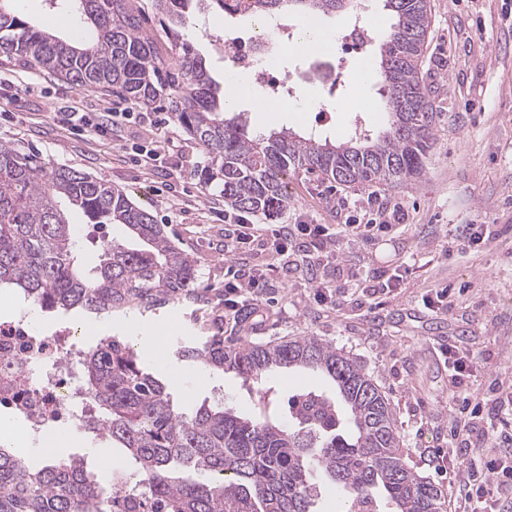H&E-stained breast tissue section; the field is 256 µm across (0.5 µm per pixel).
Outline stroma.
I'll return each mask as SVG.
<instances>
[{"instance_id":"35a3bbf8","label":"stroma","mask_w":512,"mask_h":512,"mask_svg":"<svg viewBox=\"0 0 512 512\" xmlns=\"http://www.w3.org/2000/svg\"><path fill=\"white\" fill-rule=\"evenodd\" d=\"M431 7L424 71L440 117L422 179L358 189L291 176V202L272 217L233 210L218 189L202 185L197 170L205 157L169 112H162L155 124L138 104L76 88L24 61L0 57V141L124 189L199 265L195 295L156 312L110 318L45 313L42 324L88 326L82 343L90 347L104 336L135 343L141 328L177 315L180 329L162 362H151V369L169 382L185 409L223 401L243 414L255 411L267 388L284 411L295 393L328 391L332 385L294 369L245 384L234 373L179 360L180 342L217 334L228 343L322 337L350 352L381 386L408 464L452 497L449 421L462 408L464 393L485 394L483 417L493 420L500 415L498 394L512 388V0H431ZM360 8L377 21L363 52L345 53L339 47L351 15L318 17L332 49L283 53L280 69L304 82L303 92L294 98L291 112H264L254 96L243 97L239 109L247 113L250 130L287 127L342 140L358 124L374 136L385 129L387 110L379 85L360 87L357 69L359 61L376 62L379 35L394 18L382 0H361ZM255 25L252 17L228 18L215 8L194 14L185 34L220 82L232 63L216 53L215 39L251 33ZM361 91L368 106L359 112L350 103ZM72 110L114 112L117 124L110 132L79 130L69 120ZM157 145L168 147V155L144 164L142 152ZM382 204L399 207L404 221L367 239L340 240L349 266L359 271L356 285L338 302L316 303L312 283L325 279L337 286L342 275L330 261L290 265L287 256L275 253L273 231L283 224H364L377 218ZM71 221L90 265L97 263L103 240H130L123 225L93 224L77 210ZM229 223L256 225L254 238L243 246L240 267L267 275L258 297L260 314L239 320L224 306V227ZM456 224L486 225L488 236L477 246L456 249L448 238ZM434 288L451 289V307L424 308L422 298ZM444 345L479 354L478 366L451 381L440 352ZM58 438V456L85 457L96 471L124 463L110 440L76 429L60 431Z\"/></svg>"}]
</instances>
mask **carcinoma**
<instances>
[{
  "label": "carcinoma",
  "mask_w": 512,
  "mask_h": 512,
  "mask_svg": "<svg viewBox=\"0 0 512 512\" xmlns=\"http://www.w3.org/2000/svg\"><path fill=\"white\" fill-rule=\"evenodd\" d=\"M0 0V56L16 57L80 89L145 107L164 103L206 157L204 185L233 209L270 215L288 207V171L345 187L415 183L436 136L438 113L422 63L431 25L429 0H384L395 23L379 36L378 71L389 127L372 139L340 143L288 128L249 130L224 117V100L205 59L183 30L193 12L218 7L234 17L278 19L355 9L354 0H151L171 54L143 32L139 0H50L74 17L66 41L23 19ZM96 224H122L135 245L106 240L100 263H83L65 207ZM198 261L176 247L165 225L108 182L0 143V288L21 291L42 312L110 317L147 312L197 286ZM179 358L245 381L281 369H306L334 393L288 398V421L266 389L248 417L222 403L190 412L123 339L90 347L81 381L96 408L86 431L125 451L127 497L158 512H318L322 490L344 496L345 512H442L441 488L411 467L384 392L357 359L318 336L274 343L224 344L211 336ZM112 482L84 458L32 464L0 447V512H114Z\"/></svg>",
  "instance_id": "obj_1"
}]
</instances>
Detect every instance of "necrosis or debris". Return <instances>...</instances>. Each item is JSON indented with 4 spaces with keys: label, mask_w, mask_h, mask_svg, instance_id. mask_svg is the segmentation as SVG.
Wrapping results in <instances>:
<instances>
[{
    "label": "necrosis or debris",
    "mask_w": 512,
    "mask_h": 512,
    "mask_svg": "<svg viewBox=\"0 0 512 512\" xmlns=\"http://www.w3.org/2000/svg\"><path fill=\"white\" fill-rule=\"evenodd\" d=\"M293 38L292 25L277 19L248 36L216 42L215 48L227 51L259 98L281 102L301 92L273 65ZM82 352L74 331L50 333L32 327L22 314L0 323V409L19 417L28 434L43 443L61 428L84 429L88 395L77 372Z\"/></svg>",
    "instance_id": "4bbe7bcc"
}]
</instances>
